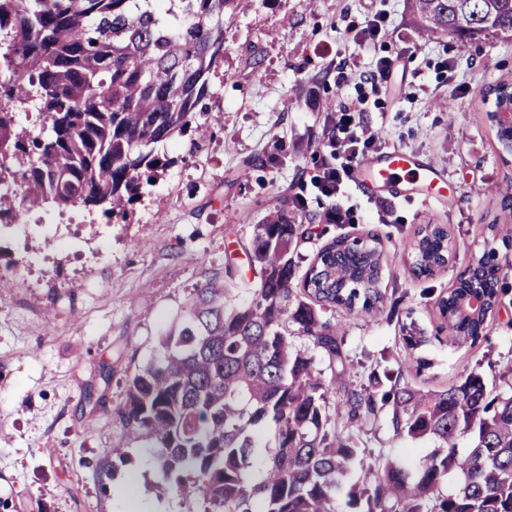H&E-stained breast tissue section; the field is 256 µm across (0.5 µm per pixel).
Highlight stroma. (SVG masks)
Returning <instances> with one entry per match:
<instances>
[{
  "label": "stroma",
  "mask_w": 512,
  "mask_h": 512,
  "mask_svg": "<svg viewBox=\"0 0 512 512\" xmlns=\"http://www.w3.org/2000/svg\"><path fill=\"white\" fill-rule=\"evenodd\" d=\"M378 1L258 0L224 27V60L210 75L201 117L207 135L164 145L173 163L127 219L98 207L51 209L41 217L61 224V235L35 225L23 234L0 230V512H124L120 490L132 477L141 512H188L190 501L168 490L154 449L120 416L127 381L227 255L248 269L239 242L269 205L291 204L297 193L316 217L300 269L338 236L371 234L383 245L381 311L334 315L355 382L397 370L407 356L401 329L412 323L427 336L415 351L430 363L427 386L476 370L497 390H512V269L488 343L434 337L438 296L473 256L501 244L487 226L512 194V157L500 151L483 95L512 82V38L490 34L464 45L423 36L408 0H383L391 34L358 45L345 28L364 24ZM394 56L406 79L377 96L337 85L332 74L339 60L364 69ZM357 96L368 99L362 120L383 149L412 153L441 177L418 184L413 200L352 185L354 222L331 224L330 201L311 177L325 153L328 105ZM428 224L446 225L454 250L444 268L420 277L409 243ZM118 445L126 462L112 457Z\"/></svg>",
  "instance_id": "obj_1"
}]
</instances>
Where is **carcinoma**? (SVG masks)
Returning <instances> with one entry per match:
<instances>
[{"label": "carcinoma", "mask_w": 512, "mask_h": 512, "mask_svg": "<svg viewBox=\"0 0 512 512\" xmlns=\"http://www.w3.org/2000/svg\"><path fill=\"white\" fill-rule=\"evenodd\" d=\"M426 34L512 37V0H410ZM249 0H0V223L46 207H101L126 218L169 160L158 146L189 132L209 95L207 75L224 61V19ZM37 103L40 132L18 127L16 109ZM276 207L241 248L253 280L233 259L193 289L154 356L128 379L124 417L157 450L168 488L198 512H512V393L482 374L441 388L405 376V360L370 384L351 381L352 361L325 314L370 313L383 246L339 236L297 279L295 255L313 234ZM451 248L428 224L412 244V270L429 276ZM249 297L237 302L240 289ZM478 292L482 312L462 311ZM507 293L460 282L437 301L438 331L479 344ZM406 348L425 342L402 328ZM328 361L316 369L310 350ZM426 439L408 465L365 447L368 427ZM468 439L465 448L459 441ZM267 455L255 474V449ZM360 476L344 482L353 461ZM453 487H448V478Z\"/></svg>", "instance_id": "cac0c4a2"}]
</instances>
